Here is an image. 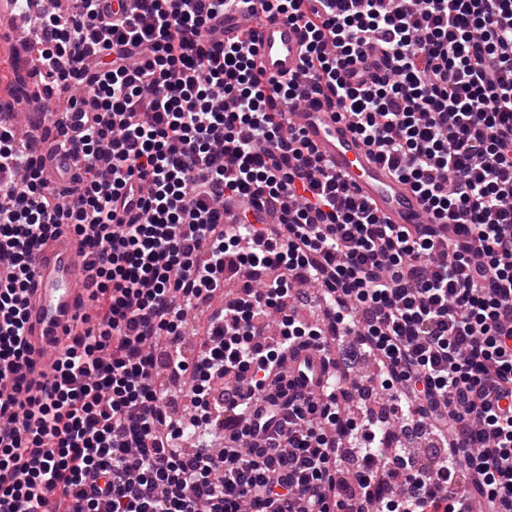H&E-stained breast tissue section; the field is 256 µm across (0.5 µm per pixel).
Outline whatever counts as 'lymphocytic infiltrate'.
Returning a JSON list of instances; mask_svg holds the SVG:
<instances>
[{
	"label": "lymphocytic infiltrate",
	"instance_id": "obj_1",
	"mask_svg": "<svg viewBox=\"0 0 512 512\" xmlns=\"http://www.w3.org/2000/svg\"><path fill=\"white\" fill-rule=\"evenodd\" d=\"M226 0L27 5L36 75L93 119L63 192L0 126V512H328L337 461L369 512H512V0H251L301 24L298 74L261 79L217 39ZM316 96L420 194L428 221L387 224L326 174L290 119ZM141 213L114 209L132 178ZM238 214L235 227L225 211ZM84 242L90 315L45 381L23 336L38 245ZM193 361V414L153 385L152 346L223 287ZM352 337L386 401L346 416L305 395L288 351ZM259 392L283 425L208 435L225 394Z\"/></svg>",
	"mask_w": 512,
	"mask_h": 512
}]
</instances>
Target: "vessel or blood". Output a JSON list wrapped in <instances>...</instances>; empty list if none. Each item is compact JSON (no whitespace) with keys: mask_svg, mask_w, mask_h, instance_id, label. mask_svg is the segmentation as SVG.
<instances>
[{"mask_svg":"<svg viewBox=\"0 0 512 512\" xmlns=\"http://www.w3.org/2000/svg\"><path fill=\"white\" fill-rule=\"evenodd\" d=\"M225 36L251 38L256 69L266 78L297 74L302 65L304 41L299 25L281 16L254 15L225 24ZM292 119L314 146L326 171L345 180L356 196L368 202L388 224H423L425 207L409 184L392 175L353 132L348 119L334 109L305 102ZM43 175L48 187H56L66 174L81 172L82 157L70 146L41 143ZM81 240L70 233L45 239L36 249L34 276L28 298L26 336L36 362L55 351L89 303L88 277L81 260ZM288 377L305 392L316 393L336 381V371L321 348L297 350L288 359ZM257 438L273 434L280 424L278 412L253 399L246 411Z\"/></svg>","mask_w":512,"mask_h":512,"instance_id":"obj_1","label":"vessel or blood"}]
</instances>
